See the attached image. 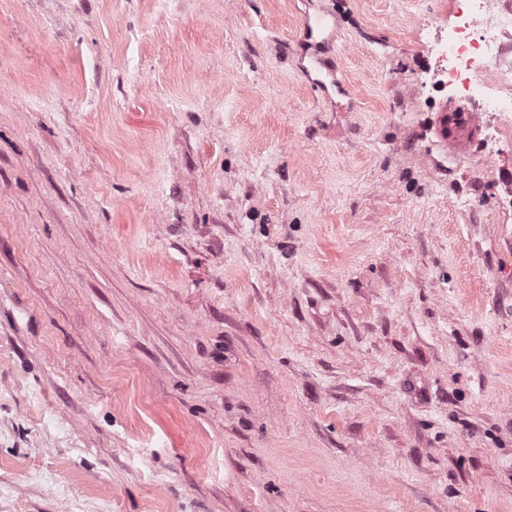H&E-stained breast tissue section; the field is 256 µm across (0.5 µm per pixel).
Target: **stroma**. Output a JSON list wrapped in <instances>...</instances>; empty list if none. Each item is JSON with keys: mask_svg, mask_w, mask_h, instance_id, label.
I'll list each match as a JSON object with an SVG mask.
<instances>
[{"mask_svg": "<svg viewBox=\"0 0 512 512\" xmlns=\"http://www.w3.org/2000/svg\"><path fill=\"white\" fill-rule=\"evenodd\" d=\"M452 5L0 0V512H512V116L436 87Z\"/></svg>", "mask_w": 512, "mask_h": 512, "instance_id": "1", "label": "stroma"}]
</instances>
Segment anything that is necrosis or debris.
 <instances>
[{"label": "necrosis or debris", "instance_id": "obj_1", "mask_svg": "<svg viewBox=\"0 0 512 512\" xmlns=\"http://www.w3.org/2000/svg\"><path fill=\"white\" fill-rule=\"evenodd\" d=\"M512 15L493 13L488 0H463L452 10L448 39L431 50L437 73L448 89L477 101L482 111L512 112V45L504 40Z\"/></svg>", "mask_w": 512, "mask_h": 512}]
</instances>
